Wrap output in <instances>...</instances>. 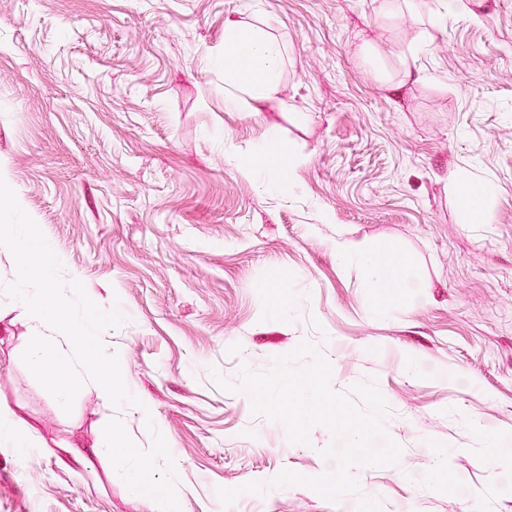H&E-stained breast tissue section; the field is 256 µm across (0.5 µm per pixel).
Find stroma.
<instances>
[{
	"label": "stroma",
	"instance_id": "stroma-1",
	"mask_svg": "<svg viewBox=\"0 0 512 512\" xmlns=\"http://www.w3.org/2000/svg\"><path fill=\"white\" fill-rule=\"evenodd\" d=\"M228 18L284 45L286 111L225 109L210 60ZM268 141L291 161L281 190L237 169ZM0 177L64 276L125 316L103 342L141 401L89 385L64 413L21 360L27 316L1 302L0 407L35 448L0 444V512H159L108 457L71 454L114 418L143 449L163 434L181 512H357L362 496L512 512L483 452L512 442V0L444 17L439 0H0ZM465 182L491 188L473 212ZM340 243L403 259L407 287L368 288ZM305 339L334 391L372 382L387 404L402 454L355 467L360 495L273 486L328 472L330 430L290 443L213 381ZM250 481L267 493L222 505L218 488Z\"/></svg>",
	"mask_w": 512,
	"mask_h": 512
}]
</instances>
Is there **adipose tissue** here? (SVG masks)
Returning <instances> with one entry per match:
<instances>
[{"instance_id":"obj_1","label":"adipose tissue","mask_w":512,"mask_h":512,"mask_svg":"<svg viewBox=\"0 0 512 512\" xmlns=\"http://www.w3.org/2000/svg\"><path fill=\"white\" fill-rule=\"evenodd\" d=\"M285 49L264 25L245 24L235 19L224 23V52L215 58L224 71V106L251 112L277 104L281 67ZM345 263L364 270L372 288H399L403 285V263L381 260L373 251H352L340 248ZM110 455L128 460L127 471L133 489L139 490L149 481L152 465L135 450L124 447L115 435H107L89 450H75L76 458L88 455Z\"/></svg>"}]
</instances>
